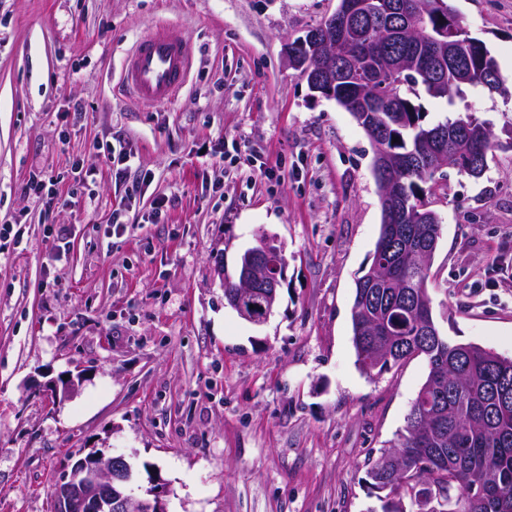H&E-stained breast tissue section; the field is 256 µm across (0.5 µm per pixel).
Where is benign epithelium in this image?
Returning a JSON list of instances; mask_svg holds the SVG:
<instances>
[{
  "label": "benign epithelium",
  "instance_id": "7a95c632",
  "mask_svg": "<svg viewBox=\"0 0 512 512\" xmlns=\"http://www.w3.org/2000/svg\"><path fill=\"white\" fill-rule=\"evenodd\" d=\"M394 5L386 0H338V7L330 16V27L325 35L305 31L296 43L286 46L289 64L302 71L311 89L325 97H335L334 88L340 82L357 86L370 85L372 79L382 86H392L402 80L405 71L383 69L374 73L353 70L349 73L336 70V58L352 57L351 34L358 21L369 12L391 13ZM310 47L321 66H309V58L296 51L298 47ZM282 253L275 244V237L265 231L255 236V242L240 258L236 282L238 290L229 305L244 320L260 325L268 319L276 305V292L282 282L267 275L264 258L270 252ZM263 293L265 316L259 318L250 309L258 288ZM134 473L131 464L122 455H105L92 451L83 457L79 476H65L55 488L56 512H166L163 497L166 490L157 484L137 494L132 488Z\"/></svg>",
  "mask_w": 512,
  "mask_h": 512
}]
</instances>
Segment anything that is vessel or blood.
<instances>
[{
	"mask_svg": "<svg viewBox=\"0 0 512 512\" xmlns=\"http://www.w3.org/2000/svg\"><path fill=\"white\" fill-rule=\"evenodd\" d=\"M190 66L191 50L186 41L172 27L160 23L126 53L120 83L138 105H161L179 96Z\"/></svg>",
	"mask_w": 512,
	"mask_h": 512,
	"instance_id": "1",
	"label": "vessel or blood"
}]
</instances>
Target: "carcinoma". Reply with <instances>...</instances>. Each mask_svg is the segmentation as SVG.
Here are the masks:
<instances>
[{
    "label": "carcinoma",
    "mask_w": 512,
    "mask_h": 512,
    "mask_svg": "<svg viewBox=\"0 0 512 512\" xmlns=\"http://www.w3.org/2000/svg\"><path fill=\"white\" fill-rule=\"evenodd\" d=\"M405 2L416 11L415 22L433 32L444 16L464 28L447 0ZM354 64L363 71L383 65L414 67L412 77L388 90L387 112L371 109L370 93H350L347 84L336 85V97L362 111L360 127L388 153L390 179L401 203L400 222L380 224L371 265L355 283L356 364L371 377L424 356L429 372L415 400H427L435 410L433 425L426 430L416 405H411L395 444L410 454L417 479L404 484L398 474L383 476L384 452L369 463L366 481L380 493L382 512H406L404 499L418 505L422 496L428 500L426 512H444L441 502L448 500L458 503L457 512H497L490 487L462 483L438 461L451 454L471 476H488L512 491V358L473 344L451 343L439 333L427 293L430 265L420 258L423 250L434 257L442 230L440 224L427 223L421 209L435 193V164L462 141L474 155L483 156L482 170H487L488 154L497 147L489 136L494 124L474 112L429 124L419 100L427 96L451 106L467 90L504 96L512 91L495 57L474 38L457 48L442 37L426 42L410 36L388 42L358 38Z\"/></svg>",
    "instance_id": "obj_1"
}]
</instances>
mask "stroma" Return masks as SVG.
Here are the masks:
<instances>
[{
    "mask_svg": "<svg viewBox=\"0 0 512 512\" xmlns=\"http://www.w3.org/2000/svg\"><path fill=\"white\" fill-rule=\"evenodd\" d=\"M451 3L512 81V0ZM337 5L0 0V225L23 236L0 241V512H52L61 460L94 450L125 456L136 492L162 483L167 512H378L366 465L429 366L356 365L355 282L381 224L373 148L285 55ZM157 23L193 61L177 99L145 108L117 84ZM454 110L512 124L495 93ZM116 140L147 175L132 200L93 150ZM36 175L55 182L52 211L25 191ZM432 206L441 335L512 357V148L477 180L448 169ZM261 230L288 265L255 325L215 269L235 275Z\"/></svg>",
    "mask_w": 512,
    "mask_h": 512,
    "instance_id": "35a3bbf8",
    "label": "stroma"
}]
</instances>
